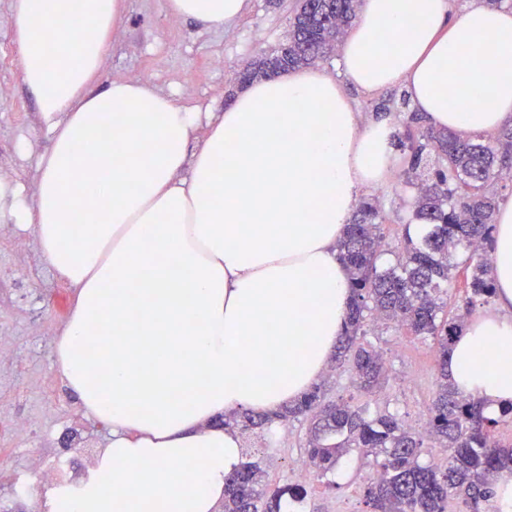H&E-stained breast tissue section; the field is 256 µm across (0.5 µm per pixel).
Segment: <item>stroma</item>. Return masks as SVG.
<instances>
[{"instance_id":"35a3bbf8","label":"stroma","mask_w":512,"mask_h":512,"mask_svg":"<svg viewBox=\"0 0 512 512\" xmlns=\"http://www.w3.org/2000/svg\"><path fill=\"white\" fill-rule=\"evenodd\" d=\"M290 0L272 6L248 0L245 15L219 28L174 18L165 0H127L123 23L112 39L99 86L115 80L148 83L178 104L220 112L236 94L235 73L277 45L288 29ZM11 0H0V182L12 185L32 203L38 158L51 146L35 96L24 86L12 41ZM9 201L0 202V498L31 512L32 498L14 497L23 481L43 487L90 468L110 429L88 417L54 367L52 342L64 325L74 298L41 257L32 228L16 223ZM387 361V378L368 402L406 424L420 427L436 389L435 348L387 330L372 336ZM305 420L277 422L242 432L245 460L260 461L271 484L300 483L304 468ZM74 434L70 448L60 439ZM64 454L58 475L41 460ZM372 472L366 459L345 457L333 481L307 475L308 495L298 512H371L363 490Z\"/></svg>"}]
</instances>
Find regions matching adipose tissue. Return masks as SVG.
Segmentation results:
<instances>
[{
    "mask_svg": "<svg viewBox=\"0 0 512 512\" xmlns=\"http://www.w3.org/2000/svg\"><path fill=\"white\" fill-rule=\"evenodd\" d=\"M247 0H166L210 27ZM126 0H13L21 79L52 136L32 225L74 288L53 341L57 373L111 428L94 467L41 496V512H216L244 457L225 414H271L324 375L345 329L350 279L336 244L363 190L399 165L392 128L351 109L348 87L402 85L430 126L512 127V9L472 0H363L340 56L250 83L224 112L151 85L98 89ZM79 16V37L67 20ZM494 309L448 361L466 396L512 401V202L496 218Z\"/></svg>",
    "mask_w": 512,
    "mask_h": 512,
    "instance_id": "ef3b65f1",
    "label": "adipose tissue"
}]
</instances>
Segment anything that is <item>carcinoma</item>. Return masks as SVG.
<instances>
[{"label": "carcinoma", "mask_w": 512, "mask_h": 512, "mask_svg": "<svg viewBox=\"0 0 512 512\" xmlns=\"http://www.w3.org/2000/svg\"><path fill=\"white\" fill-rule=\"evenodd\" d=\"M361 0H295L286 42L263 53L239 74L242 85L281 71L329 60L356 19ZM411 151L403 187L413 192L412 213L396 245L386 241L388 217L380 202L364 200L337 244L348 270L352 296L336 364L348 366L358 391L371 394L385 378L380 351L365 341L370 327H393L431 339L437 347L438 376L429 407L428 434L392 414H368L354 397L328 400L318 385L273 416L246 413L224 419L226 426H263L303 417L308 421L309 465L324 477L356 448L373 462L365 497L372 512H447L448 501L478 505L494 477L512 468V448L497 440V429L512 423V404L488 416L482 403L461 395L448 373V357L465 329L461 316L446 312L454 272H467L469 299L495 296L490 253L495 217L503 201L502 173L512 171V129L495 139L461 137L425 125L422 115L402 120ZM433 441L450 449L443 465L422 461ZM301 491L273 488L253 461L226 479L224 512H288Z\"/></svg>", "instance_id": "obj_1"}]
</instances>
